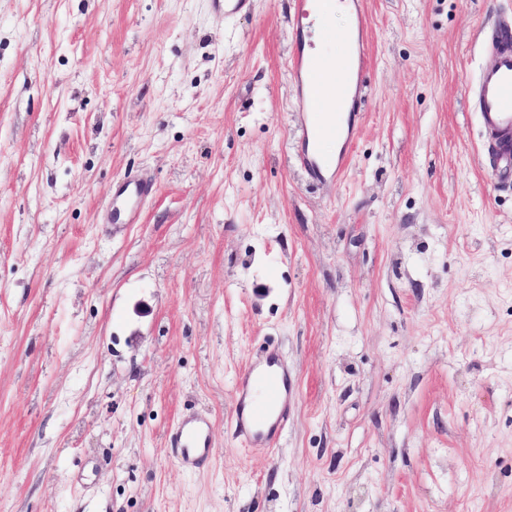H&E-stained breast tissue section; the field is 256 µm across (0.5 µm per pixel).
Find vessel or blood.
Wrapping results in <instances>:
<instances>
[{"instance_id": "1", "label": "vessel or blood", "mask_w": 512, "mask_h": 512, "mask_svg": "<svg viewBox=\"0 0 512 512\" xmlns=\"http://www.w3.org/2000/svg\"><path fill=\"white\" fill-rule=\"evenodd\" d=\"M225 24L247 15L253 0H209ZM295 42L289 72L303 108V122L295 135L294 155L312 180L340 176L348 161V145L361 120V75L366 68L367 17L363 0H293ZM350 17L346 27L333 24L337 7ZM488 47L492 65L477 79L476 105L480 123L493 135L497 175L512 178V43L492 36ZM338 150L326 152V143ZM149 186L120 179L112 185L113 200L124 204L129 218L138 214L137 201ZM293 381L276 350L261 362L248 364L238 375L232 424L237 437L251 447H275L288 417ZM180 466L197 468L210 454L208 419L183 416L170 436Z\"/></svg>"}]
</instances>
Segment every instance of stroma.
<instances>
[{"mask_svg":"<svg viewBox=\"0 0 512 512\" xmlns=\"http://www.w3.org/2000/svg\"><path fill=\"white\" fill-rule=\"evenodd\" d=\"M364 3V123L315 183L292 0H0V512H512V182L467 93L512 0ZM270 346L288 423L246 447ZM209 4L212 11L224 15L225 25H231L253 9V0H209ZM151 187L132 180L120 179L112 184V200L124 204L128 209V223L134 224L138 214V199H143ZM293 381L280 354L269 349L265 358L248 364L238 375L232 424L246 446L274 448L288 417ZM170 443L183 469L197 468L212 449L210 422L197 415L183 416L170 436Z\"/></svg>","mask_w":512,"mask_h":512,"instance_id":"1","label":"stroma"}]
</instances>
